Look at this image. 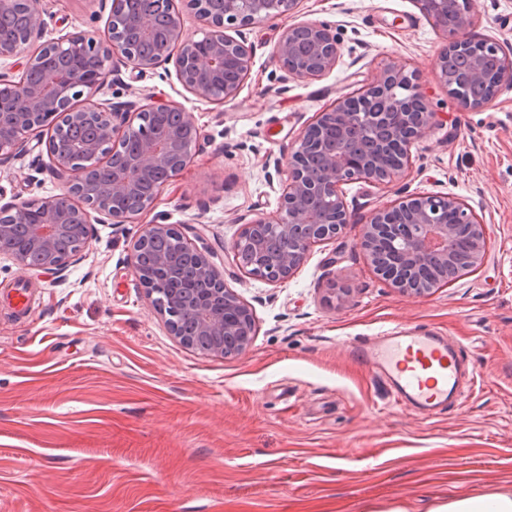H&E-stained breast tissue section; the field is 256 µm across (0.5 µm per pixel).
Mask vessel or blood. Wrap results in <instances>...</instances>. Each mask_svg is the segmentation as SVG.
<instances>
[{
	"mask_svg": "<svg viewBox=\"0 0 512 512\" xmlns=\"http://www.w3.org/2000/svg\"><path fill=\"white\" fill-rule=\"evenodd\" d=\"M351 352L390 381L398 403L419 412L446 409L466 373L459 347L432 332L386 330Z\"/></svg>",
	"mask_w": 512,
	"mask_h": 512,
	"instance_id": "b4317fda",
	"label": "vessel or blood"
}]
</instances>
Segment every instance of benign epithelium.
<instances>
[{
    "label": "benign epithelium",
    "instance_id": "7a95c632",
    "mask_svg": "<svg viewBox=\"0 0 512 512\" xmlns=\"http://www.w3.org/2000/svg\"><path fill=\"white\" fill-rule=\"evenodd\" d=\"M105 37L68 33L46 37L43 0H24L28 25L22 39L0 36V160L22 157L39 130H46L48 161L39 170L63 184L61 193L38 203L0 207V256L22 266L66 279L70 267L94 235V225L109 221L126 224L150 208L162 191L187 166L201 139L193 115L166 99L101 100L114 65L140 73L172 62L182 87L194 96L222 105L232 100L251 69L245 41L225 33V25L251 26L289 15L298 0H183V8L166 14L157 33L153 0L123 24L125 0H110ZM457 0H432L430 19L451 37L447 49L434 61L436 78L464 109L487 107L491 100L472 98L450 87L445 61L448 50L469 45L473 25L470 10L458 16L453 29L441 23L456 10ZM190 9L208 31L196 39L186 33L183 9ZM488 53L473 59L467 79L485 82V60L498 65L496 82L512 86V58L493 41H484ZM274 56L290 76L314 79L334 69L341 56L336 35L326 24L303 21L285 28L274 46ZM379 101L378 111L360 112L358 103ZM145 112H167L176 123L161 127L138 124ZM435 113L420 83L405 69L390 66L361 89L342 95L318 113L301 133L288 158V182L280 206L270 217L242 224L231 251L238 269L272 283L290 278L305 262L317 242L332 239L351 223L342 185L349 180L373 184L394 183L410 166L409 149L432 125ZM16 224L27 225L30 247L40 255L31 263L11 245ZM465 231L469 268L486 260V227L458 198L445 195H406L375 210L362 225L361 247L374 272L395 291L424 297L440 287L456 238ZM196 239L169 224H144L132 243L129 263L151 299L152 313L165 319L170 333L189 347L199 339H221L233 354L248 351L257 335L251 307L224 283V271L212 252ZM175 236L187 252L189 269L223 296L213 309L203 298L194 303L177 294L156 300L155 284L185 269L164 256L144 270L141 254L149 245Z\"/></svg>",
    "mask_w": 512,
    "mask_h": 512
}]
</instances>
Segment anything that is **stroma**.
<instances>
[{"mask_svg":"<svg viewBox=\"0 0 512 512\" xmlns=\"http://www.w3.org/2000/svg\"><path fill=\"white\" fill-rule=\"evenodd\" d=\"M48 37L100 34L102 0H44ZM474 40L512 49V0H470ZM317 20L342 44L336 67L289 78L273 56L288 24ZM249 78L217 106L188 93L172 64L107 78L115 101L153 94L192 113L195 156L131 224H99L66 282L0 258V512H385L487 490L512 492V88L465 110L433 65L449 43L417 0H299L289 18L243 28ZM413 73L433 103L411 147L410 194H450L484 221L487 258L419 298L373 271L362 223L396 190L343 185L353 222L312 247L289 279L240 272L230 250L242 220L276 213L300 132L338 96L386 66ZM44 141L0 164V206L60 193L36 173ZM206 225L224 280L254 312L239 356L205 354L171 336L129 266L142 225ZM32 294L16 310L7 289ZM348 290L350 306L337 294ZM420 327L459 345L458 401L424 417L394 403L349 342Z\"/></svg>","mask_w":512,"mask_h":512,"instance_id":"obj_1","label":"stroma"}]
</instances>
